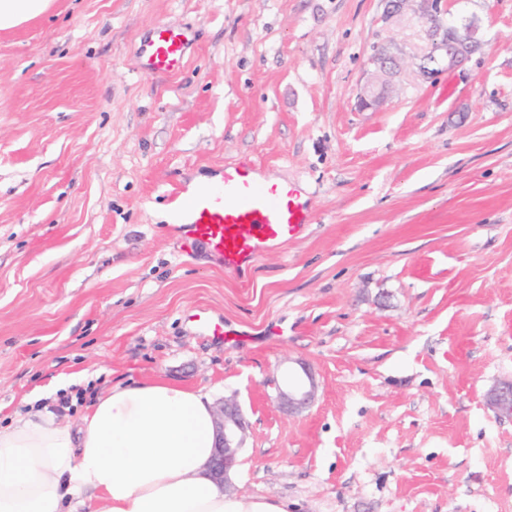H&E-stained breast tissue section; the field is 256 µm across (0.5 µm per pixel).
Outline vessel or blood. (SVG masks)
I'll list each match as a JSON object with an SVG mask.
<instances>
[{"mask_svg": "<svg viewBox=\"0 0 512 512\" xmlns=\"http://www.w3.org/2000/svg\"><path fill=\"white\" fill-rule=\"evenodd\" d=\"M189 45L188 31L155 27L138 48L143 73L178 70ZM172 220L182 227L185 251L205 245L224 269L244 275L261 254L299 236L312 217L297 186L263 182L250 165L229 164L175 208Z\"/></svg>", "mask_w": 512, "mask_h": 512, "instance_id": "b4317fda", "label": "vessel or blood"}]
</instances>
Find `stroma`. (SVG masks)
Masks as SVG:
<instances>
[{"instance_id":"35a3bbf8","label":"stroma","mask_w":512,"mask_h":512,"mask_svg":"<svg viewBox=\"0 0 512 512\" xmlns=\"http://www.w3.org/2000/svg\"><path fill=\"white\" fill-rule=\"evenodd\" d=\"M422 4L55 0L0 30V421L76 377L159 381L238 401V492L285 512H512V419L486 403L512 376V0L434 25ZM458 19L480 47L452 70ZM159 25L195 41L147 77ZM239 162L313 215L245 281L162 216ZM292 361L319 383L300 414ZM301 373L290 374L288 380L278 389V399L283 406H287L290 412H300L308 408L315 400L317 383L311 370L300 363Z\"/></svg>"}]
</instances>
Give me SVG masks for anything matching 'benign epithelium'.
<instances>
[{"label": "benign epithelium", "instance_id": "benign-epithelium-1", "mask_svg": "<svg viewBox=\"0 0 512 512\" xmlns=\"http://www.w3.org/2000/svg\"><path fill=\"white\" fill-rule=\"evenodd\" d=\"M479 46L475 29L469 24L454 25L448 32V69L461 65L463 55ZM301 372L288 375V380L278 389L281 405L294 413L308 408L315 400L317 383L311 370L300 364ZM488 405L500 417L512 418V380L499 383L488 394ZM246 423L238 405L224 401L214 417V455L209 472L212 480L229 490L234 479L231 473L243 447Z\"/></svg>", "mask_w": 512, "mask_h": 512}]
</instances>
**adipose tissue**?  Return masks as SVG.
Returning a JSON list of instances; mask_svg holds the SVG:
<instances>
[{"label": "adipose tissue", "mask_w": 512, "mask_h": 512, "mask_svg": "<svg viewBox=\"0 0 512 512\" xmlns=\"http://www.w3.org/2000/svg\"><path fill=\"white\" fill-rule=\"evenodd\" d=\"M29 406L0 426V512H281L210 478L214 412L202 391L115 384L74 425L55 403Z\"/></svg>", "instance_id": "ef3b65f1"}]
</instances>
